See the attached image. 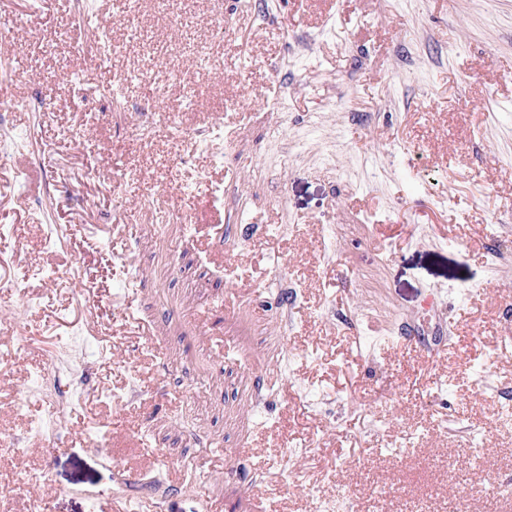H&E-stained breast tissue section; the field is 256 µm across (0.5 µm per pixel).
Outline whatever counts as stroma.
Here are the masks:
<instances>
[{
  "mask_svg": "<svg viewBox=\"0 0 512 512\" xmlns=\"http://www.w3.org/2000/svg\"><path fill=\"white\" fill-rule=\"evenodd\" d=\"M1 17L5 89L30 104L0 111L11 512H317L345 490L350 512H450L462 484L463 512H512L481 491L512 480V0H0ZM74 331L89 390L51 441L33 392ZM156 469L153 493L135 476Z\"/></svg>",
  "mask_w": 512,
  "mask_h": 512,
  "instance_id": "35a3bbf8",
  "label": "stroma"
}]
</instances>
